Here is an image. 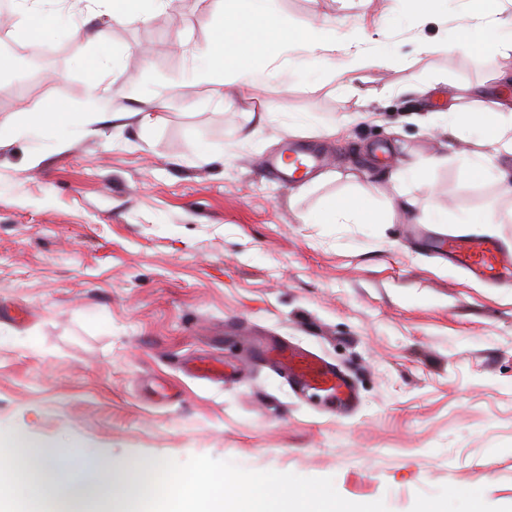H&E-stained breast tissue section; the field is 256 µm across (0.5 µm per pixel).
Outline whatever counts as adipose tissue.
I'll return each mask as SVG.
<instances>
[{
  "label": "adipose tissue",
  "mask_w": 512,
  "mask_h": 512,
  "mask_svg": "<svg viewBox=\"0 0 512 512\" xmlns=\"http://www.w3.org/2000/svg\"><path fill=\"white\" fill-rule=\"evenodd\" d=\"M469 8L462 25L479 28L487 47L495 53L512 54V28H505L501 8L490 7V0H468ZM216 12H234L232 24L215 34L201 50V67L195 73L197 83L220 93L225 84L249 86L262 74H272L282 48L299 42L305 52L320 64H327L336 52L345 53L349 69L383 68L387 59L369 55L357 46L336 43L326 30L309 28L300 32L289 29L281 17L276 0H213ZM496 79L499 91L482 96L477 112L461 111L449 105L443 112H431L423 118L429 126H438L457 136L463 124L478 126L480 134L464 162L470 175L489 181H501L507 163L512 162V70L500 71ZM72 115L65 106L57 105L35 113L24 123L0 122V146L15 137L38 133L50 127L64 126ZM418 207L406 199L399 204L385 203L383 208L367 207L356 195H346L332 201L322 214H308V224H388L396 210ZM50 450L28 445L22 448L12 466L23 474L15 486L16 494L28 501V512H108V496H91L73 486L70 477L50 465ZM162 484L180 487L185 512H355L352 505L325 498L309 490L300 497L289 495L286 489H272L267 482L242 483L228 476L202 478L197 473H181L162 477Z\"/></svg>",
  "instance_id": "obj_1"
}]
</instances>
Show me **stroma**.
Returning <instances> with one entry per match:
<instances>
[{
    "label": "stroma",
    "mask_w": 512,
    "mask_h": 512,
    "mask_svg": "<svg viewBox=\"0 0 512 512\" xmlns=\"http://www.w3.org/2000/svg\"><path fill=\"white\" fill-rule=\"evenodd\" d=\"M39 33L52 60L32 73L19 27L0 34V120L64 103L67 127L0 148V457L25 445L53 462L139 459L131 476L147 512L160 470L276 475L362 512H512V288H492L409 237L421 212L389 224H306L321 200L360 193L382 203L405 161L446 155L406 191L455 231L512 245V221L478 224L512 193L466 173L475 130L455 139L419 123L464 88H492L512 57L417 54L454 38L466 0L433 17L407 0H278L290 28L354 29L386 68L340 77L306 64L298 43L247 92L210 95L193 76L219 18L209 0H166L147 20L104 5L46 0ZM81 36H74V29ZM104 31V42L89 40ZM181 48H173V41ZM101 96H93L90 79ZM164 120L142 124L149 96ZM98 113L99 132L81 117ZM126 113L122 128L112 115ZM271 113L252 140L248 113ZM315 125L298 135L290 119ZM339 128L336 137L325 127ZM334 158L335 181L288 184L262 164L294 139ZM254 336L317 352L359 395L341 416L320 393H295ZM239 365L225 381L186 361Z\"/></svg>",
    "instance_id": "35a3bbf8"
}]
</instances>
